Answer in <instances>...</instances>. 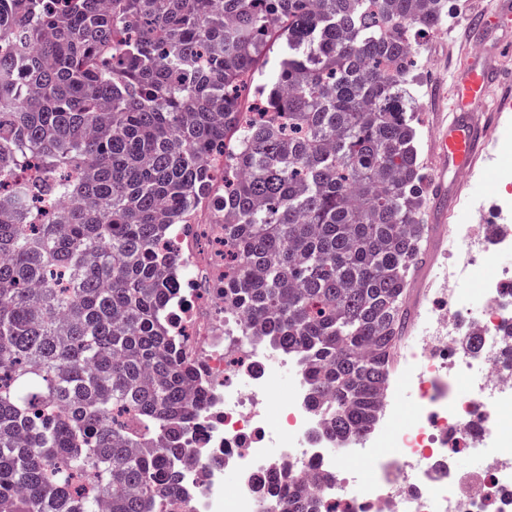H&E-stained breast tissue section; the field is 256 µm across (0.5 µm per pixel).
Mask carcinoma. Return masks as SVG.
<instances>
[{"instance_id":"cac0c4a2","label":"carcinoma","mask_w":512,"mask_h":512,"mask_svg":"<svg viewBox=\"0 0 512 512\" xmlns=\"http://www.w3.org/2000/svg\"><path fill=\"white\" fill-rule=\"evenodd\" d=\"M448 11L0 0V512L170 507L205 453L185 444L205 382L169 328L188 266L164 242L204 202L245 335L299 360L330 438L377 422L430 234L415 45ZM274 32L288 50L266 79ZM271 481L273 512H320Z\"/></svg>"}]
</instances>
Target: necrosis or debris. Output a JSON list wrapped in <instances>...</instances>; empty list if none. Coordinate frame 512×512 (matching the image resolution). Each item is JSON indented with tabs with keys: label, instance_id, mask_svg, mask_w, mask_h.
I'll use <instances>...</instances> for the list:
<instances>
[{
	"label": "necrosis or debris",
	"instance_id": "1",
	"mask_svg": "<svg viewBox=\"0 0 512 512\" xmlns=\"http://www.w3.org/2000/svg\"><path fill=\"white\" fill-rule=\"evenodd\" d=\"M499 214L489 246L477 225H452L456 258L438 274L448 311L425 318L376 425L355 441L324 438L296 359L264 337L240 335L243 314L225 309L222 293L202 295L198 280L187 281L171 324L184 355L201 363L209 393L190 436L201 454L185 463V512H267L279 492L263 480L270 473L311 480L324 512H512V376L501 369L512 349L503 332L512 323V268L472 278L493 255L512 253V192L501 195ZM470 336L479 353L467 350ZM408 386L416 402L406 410ZM460 448L482 461L480 471L456 473Z\"/></svg>",
	"mask_w": 512,
	"mask_h": 512
}]
</instances>
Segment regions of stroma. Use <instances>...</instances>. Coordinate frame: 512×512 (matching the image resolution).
<instances>
[{"label": "stroma", "mask_w": 512, "mask_h": 512, "mask_svg": "<svg viewBox=\"0 0 512 512\" xmlns=\"http://www.w3.org/2000/svg\"><path fill=\"white\" fill-rule=\"evenodd\" d=\"M498 0H452L448 19L420 39L416 47L418 72V118L421 125L420 160L427 173H434L439 159L434 137L441 118L448 116L453 102V85L458 70L472 57L510 73L509 81L490 85L485 105L472 110L474 121L485 123L497 117L500 126L512 128V109L492 115L491 105L504 94L512 95V25L493 21ZM495 175L485 161H477L472 175L460 180L457 197L447 199L449 223H477L492 226L498 223L499 188ZM411 324L396 351L404 353L416 335L421 314L446 305L447 296L437 288L425 287L414 279L408 291Z\"/></svg>", "instance_id": "35a3bbf8"}]
</instances>
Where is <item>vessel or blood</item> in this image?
<instances>
[{
	"label": "vessel or blood",
	"instance_id": "1",
	"mask_svg": "<svg viewBox=\"0 0 512 512\" xmlns=\"http://www.w3.org/2000/svg\"><path fill=\"white\" fill-rule=\"evenodd\" d=\"M494 76L493 69L472 63L456 77V113L440 126V165L429 181L434 201H442L447 195L449 176L457 177L468 171L479 153L486 131L465 118L464 113L482 104L486 87Z\"/></svg>",
	"mask_w": 512,
	"mask_h": 512
}]
</instances>
